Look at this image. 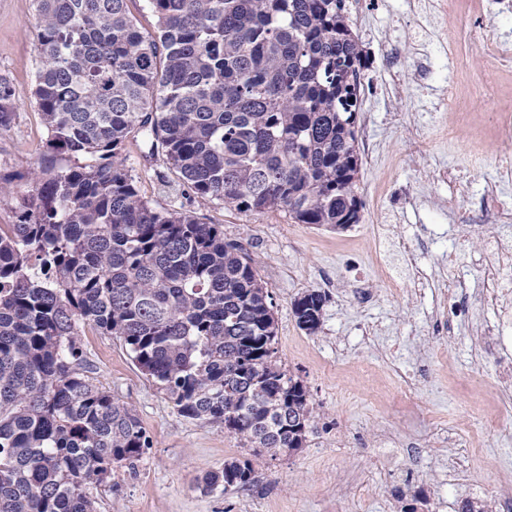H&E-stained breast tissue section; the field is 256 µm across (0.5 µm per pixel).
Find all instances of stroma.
Returning a JSON list of instances; mask_svg holds the SVG:
<instances>
[{"mask_svg": "<svg viewBox=\"0 0 512 512\" xmlns=\"http://www.w3.org/2000/svg\"><path fill=\"white\" fill-rule=\"evenodd\" d=\"M435 3L346 0L370 57L358 127L360 142L371 146L359 174L361 220L347 229L187 199L164 158L146 162L141 142L126 143L127 167L153 207L223 225L225 238L253 259L274 305L277 357L308 387L317 418L291 455L250 456L223 426L180 416L115 337L85 329L90 381L131 405L154 441L136 477L117 469L113 488L95 490L97 512H460L466 499L503 512L497 488L512 481V378L502 379L500 365L512 362V347L485 352L476 331L499 318L481 302L493 262L488 239L512 238V224L462 232L456 218L504 180L496 158L512 152V138L481 123L487 106L470 87L462 94L475 128L448 138L442 128L450 115L440 104L449 58L512 32V17L474 31L442 18ZM35 15V0H0V77L15 103L9 127L0 129V224L14 223L47 139L32 96ZM399 231L411 237L413 258L398 254ZM380 255L402 282L399 294L378 274ZM452 278L461 283L453 309ZM311 290L328 296L313 335L292 311ZM246 456L253 485L199 488L206 471Z\"/></svg>", "mask_w": 512, "mask_h": 512, "instance_id": "1", "label": "stroma"}]
</instances>
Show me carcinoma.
<instances>
[{
	"label": "carcinoma",
	"mask_w": 512,
	"mask_h": 512,
	"mask_svg": "<svg viewBox=\"0 0 512 512\" xmlns=\"http://www.w3.org/2000/svg\"><path fill=\"white\" fill-rule=\"evenodd\" d=\"M33 89L49 156L0 226V512H96L89 490L129 476L153 441L82 371L86 326L114 336L187 419L253 454L287 456L313 422L308 387L278 364L272 298L224 227L157 209L122 155L142 139L184 192L297 224L360 221L357 112L368 55L345 0H35ZM13 92L0 78V127ZM90 155L58 167L54 157ZM326 294L293 302L321 325ZM248 459L199 488H243Z\"/></svg>",
	"instance_id": "carcinoma-1"
}]
</instances>
